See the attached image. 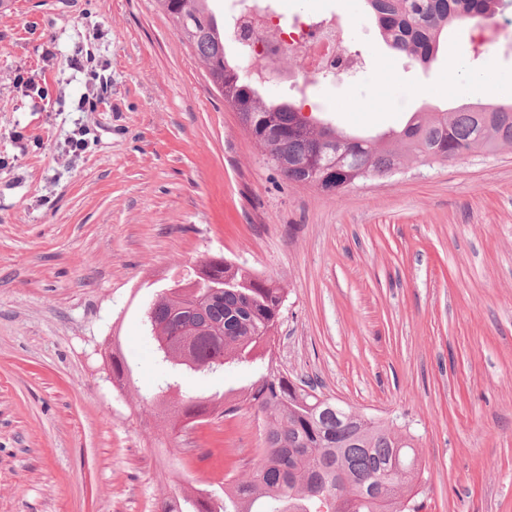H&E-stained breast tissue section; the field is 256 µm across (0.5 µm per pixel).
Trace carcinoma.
Returning <instances> with one entry per match:
<instances>
[{"label": "carcinoma", "instance_id": "obj_1", "mask_svg": "<svg viewBox=\"0 0 512 512\" xmlns=\"http://www.w3.org/2000/svg\"><path fill=\"white\" fill-rule=\"evenodd\" d=\"M208 70L212 84L283 177H314L327 192H340L374 172H394L413 156L428 163L512 146V102L463 104L451 112L419 113L399 131L352 137L312 123L303 104L284 96L267 101L245 84L226 54L224 26L209 0H159ZM385 44L422 65L437 58L448 28L488 19L512 0H364ZM195 288L160 294L145 310L153 354L172 384L199 371L247 367L256 378L230 390L224 403L185 395L175 410L193 424L215 415L233 417L243 406L262 424V444L245 478H228L223 494L206 490L165 503L163 512H422L415 486L425 467L414 437L344 406L312 382L291 378L272 348L285 303L279 282L226 257L208 260ZM197 328L187 336L188 325Z\"/></svg>", "mask_w": 512, "mask_h": 512}]
</instances>
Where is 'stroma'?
Masks as SVG:
<instances>
[{
    "label": "stroma",
    "mask_w": 512,
    "mask_h": 512,
    "mask_svg": "<svg viewBox=\"0 0 512 512\" xmlns=\"http://www.w3.org/2000/svg\"><path fill=\"white\" fill-rule=\"evenodd\" d=\"M282 9L348 21L365 69L304 105L339 130L489 102L456 92L452 58L512 101V55L465 30L424 67L387 48L362 0ZM212 256L287 289L291 377L414 434L425 512H512V147L411 158L338 193L287 181L158 0L0 11V512H159L248 474L251 410L178 429L153 403L143 312Z\"/></svg>",
    "instance_id": "obj_1"
}]
</instances>
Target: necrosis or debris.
<instances>
[{"instance_id": "4bbe7bcc", "label": "necrosis or debris", "mask_w": 512, "mask_h": 512, "mask_svg": "<svg viewBox=\"0 0 512 512\" xmlns=\"http://www.w3.org/2000/svg\"><path fill=\"white\" fill-rule=\"evenodd\" d=\"M224 11L225 37L245 31L250 54L298 96L319 80L357 73L359 62L345 46L347 23L335 13L289 17L280 0H225ZM292 57L299 70L289 67Z\"/></svg>"}]
</instances>
